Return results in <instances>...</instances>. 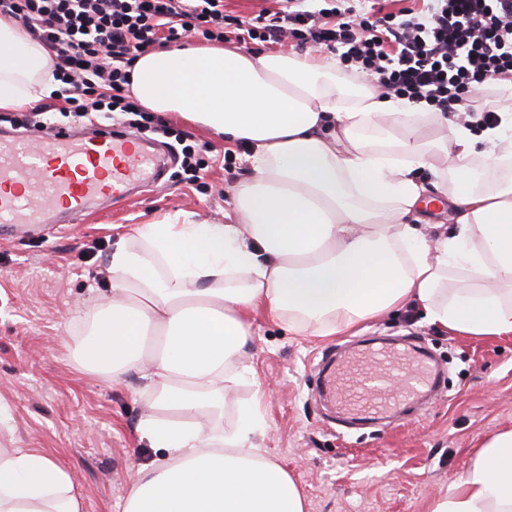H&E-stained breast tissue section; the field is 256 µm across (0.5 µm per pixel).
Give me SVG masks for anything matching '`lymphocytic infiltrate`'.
<instances>
[{"label":"lymphocytic infiltrate","mask_w":512,"mask_h":512,"mask_svg":"<svg viewBox=\"0 0 512 512\" xmlns=\"http://www.w3.org/2000/svg\"><path fill=\"white\" fill-rule=\"evenodd\" d=\"M276 2L277 11L249 17L226 13L224 0H0V17L14 19L48 49L60 83L50 102L10 124L39 130L52 111L117 112L137 130L181 143L183 170L197 178L186 134L150 115L130 92L134 60L189 37L245 48L292 40L326 49L337 53L344 74L383 96L497 123L498 86L512 82V0H416L396 13L386 0H325L315 10L308 0ZM478 87L486 101L474 99Z\"/></svg>","instance_id":"1"}]
</instances>
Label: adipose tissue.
<instances>
[{
	"label": "adipose tissue",
	"instance_id": "adipose-tissue-1",
	"mask_svg": "<svg viewBox=\"0 0 512 512\" xmlns=\"http://www.w3.org/2000/svg\"><path fill=\"white\" fill-rule=\"evenodd\" d=\"M131 76L146 110L249 146L253 176L233 194L236 223L177 214L113 244L112 294L77 346L86 370L107 381L136 374L155 407L220 417L249 377L244 315L257 307L314 336L406 306L454 333L512 334V179L476 187L512 163L511 112L431 139L422 106L339 76L330 55L160 49ZM55 88L45 46L0 18V110L33 107ZM376 123L372 141L364 131ZM448 152L456 222L428 228L416 221L418 177ZM137 430L160 455L135 466L122 512H306L263 447L259 399L225 429L148 414ZM0 512H82V499L45 453L0 448ZM430 512H512V428L482 442Z\"/></svg>",
	"mask_w": 512,
	"mask_h": 512
}]
</instances>
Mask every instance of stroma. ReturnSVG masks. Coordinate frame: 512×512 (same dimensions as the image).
I'll return each instance as SVG.
<instances>
[{
  "label": "stroma",
  "instance_id": "stroma-1",
  "mask_svg": "<svg viewBox=\"0 0 512 512\" xmlns=\"http://www.w3.org/2000/svg\"><path fill=\"white\" fill-rule=\"evenodd\" d=\"M200 152L197 180L169 139L144 133L168 165L159 181L136 185L130 200L81 224L0 238V448H36L73 470L83 512H121L132 483L130 461L151 462L140 418L153 396L137 375L106 382L82 371L77 344L112 282L106 255L132 227L185 212L198 222L230 224L236 187L252 175L246 148L225 146L188 127ZM247 362L255 384L224 404L223 427L240 403L260 396L265 446L288 470L307 512H428L448 483L464 476L474 450L512 428V335L477 338L443 330L407 307L367 322L359 334L312 336L267 310L247 317ZM426 347L444 384L435 399L400 401L382 418L360 420L322 383V358L343 363L365 340Z\"/></svg>",
  "mask_w": 512,
  "mask_h": 512
}]
</instances>
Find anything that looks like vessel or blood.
Returning a JSON list of instances; mask_svg holds the SVG:
<instances>
[{"label":"vessel or blood","mask_w":512,"mask_h":512,"mask_svg":"<svg viewBox=\"0 0 512 512\" xmlns=\"http://www.w3.org/2000/svg\"><path fill=\"white\" fill-rule=\"evenodd\" d=\"M155 177V161L129 132L90 131L78 136L7 135L0 138V224L19 228L58 213L71 218L125 196L134 182ZM404 376L397 391L364 384L365 362ZM349 396L361 411L379 414L392 396L410 398L431 382L426 359L404 350L370 349L352 367Z\"/></svg>","instance_id":"vessel-or-blood-1"}]
</instances>
